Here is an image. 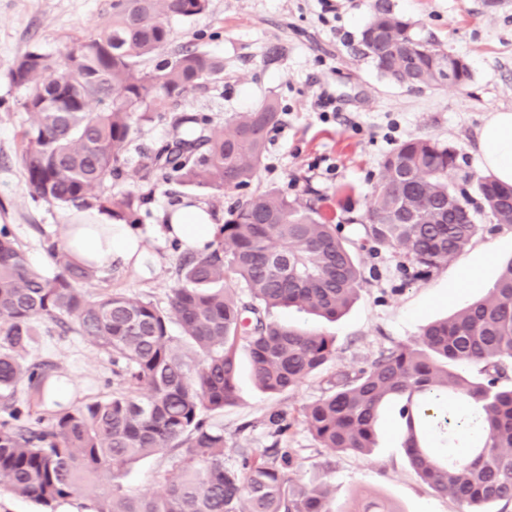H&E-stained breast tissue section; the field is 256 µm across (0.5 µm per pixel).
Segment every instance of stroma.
<instances>
[{
  "mask_svg": "<svg viewBox=\"0 0 512 512\" xmlns=\"http://www.w3.org/2000/svg\"><path fill=\"white\" fill-rule=\"evenodd\" d=\"M376 0H209L197 18L170 22V49L197 47L224 62L223 72L190 92L176 113L210 116L215 126L238 112L277 100L279 122L268 135L267 152L257 178L246 189L211 190L175 182L145 181L142 154L184 137L171 118L138 123L125 149V165L111 191L144 194L142 225L165 223L170 208L190 201L223 223L227 209L248 192L274 188L288 197L314 200L334 215L354 252L363 284L351 308L336 321L295 307L273 309L280 324L312 329L336 339L334 365L310 376L282 395L255 383L245 346H238L237 402L215 414L224 431V462L237 465L240 449L261 454L271 444L263 424L274 411L296 416L319 398L336 370L368 365L381 351L418 336L429 322L452 315L483 296L502 266L512 260V225L493 223L481 209L476 180L484 175L478 131L488 114L512 109V0H390L394 12L409 21L418 38L435 41L466 59L472 77L460 86L406 88L390 83L360 52L359 34ZM112 12V0H0V226H7L31 263L44 275L55 272L46 252L48 240H63L65 227L83 215L66 207L33 200L19 161L22 133L29 120L25 91L13 83L16 59L39 48L62 57L96 33ZM329 100L328 119L313 103ZM429 137L454 149L457 187L467 191L469 208L481 229L452 260L417 278L398 248H372L363 217L386 154L402 142ZM148 269L112 262L85 285L89 294L120 291L166 304L176 283L182 249L168 242L152 246ZM479 273V285L449 297L459 268ZM45 363L50 376L41 392L19 386L15 403L34 415L51 418L65 408L110 396L119 388L112 357L82 336L74 324L39 321L25 353ZM394 414H387L375 448L351 455L319 447L301 424L288 433L296 465L291 475L305 484L331 486L338 504L363 498L387 501L399 512H460L453 498L432 490L410 468ZM176 474L171 453L143 457L127 467L123 489L152 494Z\"/></svg>",
  "mask_w": 512,
  "mask_h": 512,
  "instance_id": "1",
  "label": "stroma"
}]
</instances>
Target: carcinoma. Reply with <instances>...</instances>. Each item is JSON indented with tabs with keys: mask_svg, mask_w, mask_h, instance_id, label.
<instances>
[{
	"mask_svg": "<svg viewBox=\"0 0 512 512\" xmlns=\"http://www.w3.org/2000/svg\"><path fill=\"white\" fill-rule=\"evenodd\" d=\"M208 0H113L99 32L68 50L61 73L37 49L18 58L12 81L25 88L30 122L20 162L31 197L78 212L96 209L140 222L144 196L108 190L120 174L133 127L162 119L185 95L224 70L223 62L191 47L166 53L170 21L206 13ZM363 55L400 85L458 86L471 78L467 62L415 36L389 0H377L360 32ZM155 58L146 69L139 61ZM173 122L193 129L146 156L145 169L165 179L219 194L249 185L279 121V104L238 112L225 127L205 115ZM455 152L415 138L387 154L374 187L366 235L398 247L423 277L457 256L479 231L460 214L468 205L449 175ZM483 210L512 224V186L477 180ZM47 251L48 277L0 228V491L50 507L73 497L91 477H118L148 454L177 452L178 474L156 496L118 489L80 504L83 512H345L325 484L290 475L282 446L288 416H268L273 442L264 453H241L224 465V431L213 415L236 402V349L250 355L260 389L283 394L336 360L335 338L269 320L270 310L296 306L334 320L354 302L362 275L352 251L314 206L265 190L240 201L201 253L183 257L177 284L162 307L122 292L90 296L83 285L98 268L75 263L64 243ZM247 288V297L236 285ZM72 321L79 333L112 355L128 391L56 413L46 420L14 403L19 386L38 392L50 376L23 352L37 320ZM176 322L181 336L171 335ZM474 366L464 376L458 364ZM481 401L482 436L455 450L448 418L428 414L430 396ZM397 408L409 463L462 512L512 505V261L476 302L381 352L366 369L338 370L327 391L301 409L304 428L322 448L366 454L375 447L382 409Z\"/></svg>",
	"mask_w": 512,
	"mask_h": 512,
	"instance_id": "1",
	"label": "carcinoma"
}]
</instances>
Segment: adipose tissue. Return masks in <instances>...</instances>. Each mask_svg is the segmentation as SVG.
I'll list each match as a JSON object with an SVG mask.
<instances>
[{"label":"adipose tissue","instance_id":"1","mask_svg":"<svg viewBox=\"0 0 512 512\" xmlns=\"http://www.w3.org/2000/svg\"><path fill=\"white\" fill-rule=\"evenodd\" d=\"M481 163L500 182L512 185V110L489 113L478 133ZM216 226L203 208L194 206L177 211L171 223L143 234L140 226L104 213L93 222L66 227L64 244L74 261L102 266L118 262L134 269L143 265L146 238L157 242L179 240L183 248L200 252L213 242Z\"/></svg>","mask_w":512,"mask_h":512}]
</instances>
